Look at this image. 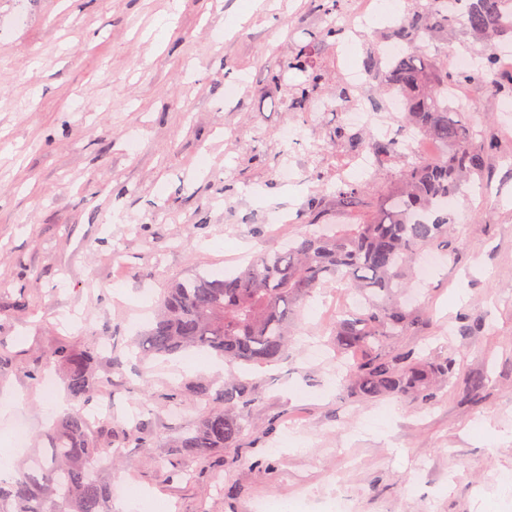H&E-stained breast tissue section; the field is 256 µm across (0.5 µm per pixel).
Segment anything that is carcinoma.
<instances>
[{
  "instance_id": "cac0c4a2",
  "label": "carcinoma",
  "mask_w": 512,
  "mask_h": 512,
  "mask_svg": "<svg viewBox=\"0 0 512 512\" xmlns=\"http://www.w3.org/2000/svg\"><path fill=\"white\" fill-rule=\"evenodd\" d=\"M464 30L484 41L481 61L466 73L448 71V61L421 52L423 35L433 38L454 22L442 12L439 0H414L389 33V39L409 51L386 65L377 54L364 58L379 96L397 93L403 101L401 127L418 132L443 147L431 159H419L401 174L398 185L383 201L370 187L345 178L336 182V198L348 209L371 208L367 219L345 224L332 233H310L272 245L242 269L214 278L197 273L175 282L160 300L153 324L138 347L146 358L168 360L194 350L214 353L229 363L272 364L287 353L299 307L325 285L344 280L362 294L364 304L336 320V348L346 359L343 387L358 402L387 397H411L425 404L455 374L456 352L440 356L416 352L403 345L404 337L422 326L424 315L401 300L409 280L416 277L417 259L436 248L453 253V216L443 200L484 177L494 136L476 130L466 112L450 104L454 87L484 83L493 91L512 92V76L497 61L495 41L512 40V0H466ZM342 30L333 26L305 33L289 68L304 75L290 87L288 107L304 112L322 93L326 69L318 61L320 44ZM329 144L378 163L398 155L395 140L369 137L346 126L329 133ZM100 344L76 348L61 341L46 358L63 370L70 396L81 410L55 422L47 435L50 461L40 451L33 461L13 464L14 474L0 480V512H112L110 485L94 462L106 457L115 464L122 456L112 451V427L90 431L82 408L105 387L98 377ZM196 422L175 442L183 457L202 464L217 450L238 448L248 430L247 413L259 400L258 386L249 380L222 385L199 383Z\"/></svg>"
}]
</instances>
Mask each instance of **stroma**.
Wrapping results in <instances>:
<instances>
[{
	"label": "stroma",
	"instance_id": "1",
	"mask_svg": "<svg viewBox=\"0 0 512 512\" xmlns=\"http://www.w3.org/2000/svg\"><path fill=\"white\" fill-rule=\"evenodd\" d=\"M314 0H0V448L45 434L54 395L33 379L59 341L107 336L98 368L113 429L143 427L110 482L178 512H261L271 499L302 512H512V96L466 84L459 96L494 121L490 171L459 200L462 243L413 303L426 309L407 345L456 352L433 404L389 397L356 403L336 381L331 327L345 288L304 306L295 346L268 366L216 358H140L134 340L172 283L223 267L317 224L352 216L331 189L339 162L327 135L339 112H292L288 68L305 32L341 26ZM282 75L281 83L271 74ZM303 132L289 151L285 129ZM323 195L319 218L307 203ZM258 381L260 399L238 461L207 464L168 443L189 426L200 381ZM486 380L470 387L472 378ZM180 401L172 419L167 395ZM273 469L256 467L261 457ZM187 470L169 479V467Z\"/></svg>",
	"mask_w": 512,
	"mask_h": 512
}]
</instances>
